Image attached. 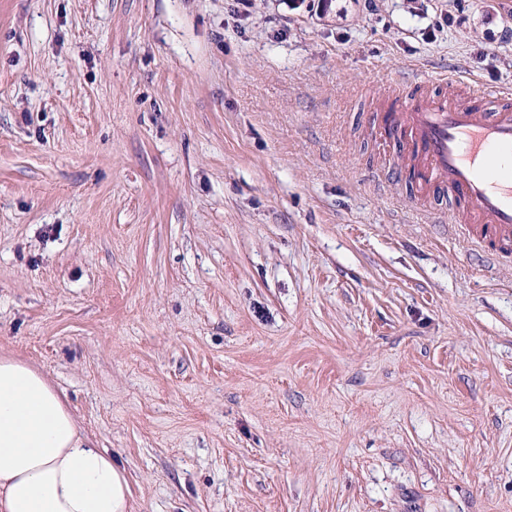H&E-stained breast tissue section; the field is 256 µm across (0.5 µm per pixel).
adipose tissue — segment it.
<instances>
[{
	"label": "adipose tissue",
	"mask_w": 512,
	"mask_h": 512,
	"mask_svg": "<svg viewBox=\"0 0 512 512\" xmlns=\"http://www.w3.org/2000/svg\"><path fill=\"white\" fill-rule=\"evenodd\" d=\"M0 512H132L126 473L46 375L0 358Z\"/></svg>",
	"instance_id": "ef3b65f1"
}]
</instances>
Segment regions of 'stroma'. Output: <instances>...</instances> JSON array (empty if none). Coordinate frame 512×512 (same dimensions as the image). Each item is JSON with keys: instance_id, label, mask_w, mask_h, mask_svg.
<instances>
[{"instance_id": "1", "label": "stroma", "mask_w": 512, "mask_h": 512, "mask_svg": "<svg viewBox=\"0 0 512 512\" xmlns=\"http://www.w3.org/2000/svg\"><path fill=\"white\" fill-rule=\"evenodd\" d=\"M506 0H0V357L133 512H512V258L415 208L404 79Z\"/></svg>"}]
</instances>
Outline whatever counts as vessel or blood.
Segmentation results:
<instances>
[{
	"instance_id": "1",
	"label": "vessel or blood",
	"mask_w": 512,
	"mask_h": 512,
	"mask_svg": "<svg viewBox=\"0 0 512 512\" xmlns=\"http://www.w3.org/2000/svg\"><path fill=\"white\" fill-rule=\"evenodd\" d=\"M389 123L408 150L413 202L447 194L482 251L512 256V93L450 95L425 77L399 84Z\"/></svg>"
}]
</instances>
